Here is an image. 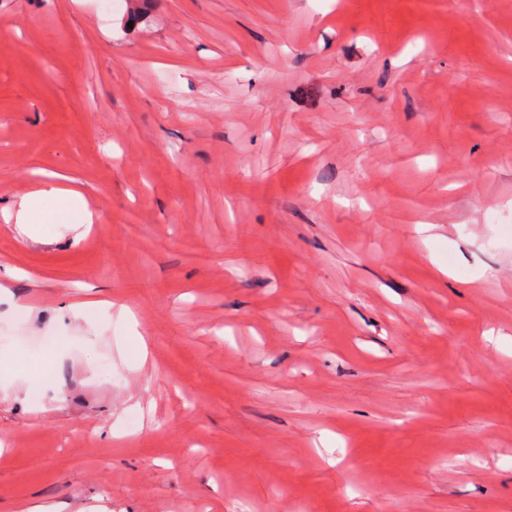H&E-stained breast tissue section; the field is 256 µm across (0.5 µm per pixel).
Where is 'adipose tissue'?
Here are the masks:
<instances>
[{
    "instance_id": "ef3b65f1",
    "label": "adipose tissue",
    "mask_w": 512,
    "mask_h": 512,
    "mask_svg": "<svg viewBox=\"0 0 512 512\" xmlns=\"http://www.w3.org/2000/svg\"><path fill=\"white\" fill-rule=\"evenodd\" d=\"M74 205L81 209V223L93 224L94 216L72 178L55 173L49 182L21 195L16 221L28 229L41 224H67L71 221L70 208Z\"/></svg>"
}]
</instances>
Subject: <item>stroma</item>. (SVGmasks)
<instances>
[{
    "label": "stroma",
    "mask_w": 512,
    "mask_h": 512,
    "mask_svg": "<svg viewBox=\"0 0 512 512\" xmlns=\"http://www.w3.org/2000/svg\"><path fill=\"white\" fill-rule=\"evenodd\" d=\"M49 173L0 512H512V0H0V212ZM51 181L20 196L15 224L35 232L34 226L41 224H70L71 205L80 207V224H94L93 213L80 190L68 176L51 173Z\"/></svg>",
    "instance_id": "35a3bbf8"
}]
</instances>
